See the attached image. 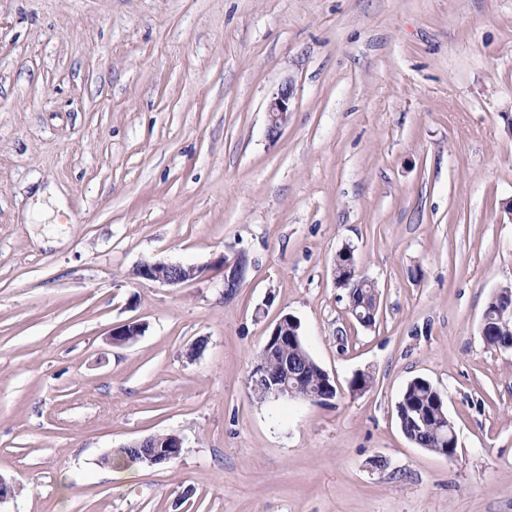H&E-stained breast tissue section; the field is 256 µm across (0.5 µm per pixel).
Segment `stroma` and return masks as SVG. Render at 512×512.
Here are the masks:
<instances>
[{
	"label": "stroma",
	"mask_w": 512,
	"mask_h": 512,
	"mask_svg": "<svg viewBox=\"0 0 512 512\" xmlns=\"http://www.w3.org/2000/svg\"><path fill=\"white\" fill-rule=\"evenodd\" d=\"M510 114L512 0H0V512H512V349L480 335L512 288ZM154 259L204 272L132 278ZM285 314L328 403L251 395ZM416 377L455 457L400 428ZM157 433L174 463L101 465ZM294 88L292 83L282 86L268 101L267 135L271 140L277 139L288 119V112L292 103ZM353 262L356 266L354 255H353V261H352V249L350 247H348L347 249L342 248L341 250H339L336 253V256L334 259V268H333L334 282L336 284V287L340 286V284L338 283L337 276H336V269H337V267H340L345 264L346 266H348L350 268V270L352 271V273H354V275L362 278L360 281H363L366 284H369L371 286V289L367 294H372L375 297V302H374L373 308H370L367 306H365L366 307L365 308L362 305L364 293L367 292L368 287L367 286H359V284L357 283L358 279H355L352 276H350V278H351L350 282H347L346 280H344L346 285L343 287H340V288L347 290V295H348V300H349L350 306H351V302H352V298H353L354 303L356 305V307L354 308L356 312H358V311L364 312L366 309V313L358 312V313L354 314L355 318L363 326H371L373 324L375 317L377 315V312H378L377 311L378 310L377 291L375 289L376 284H375V281H373L372 279L361 276L359 271L356 270L353 272V268H354ZM361 288H362V290H361ZM356 289H357V291H356ZM351 296H352V298H350ZM247 260L248 258L244 253H238L232 258H229L226 255L220 256L218 262H220L224 268V282L227 288L230 284L235 283L241 279L244 270V264Z\"/></svg>",
	"instance_id": "1"
}]
</instances>
